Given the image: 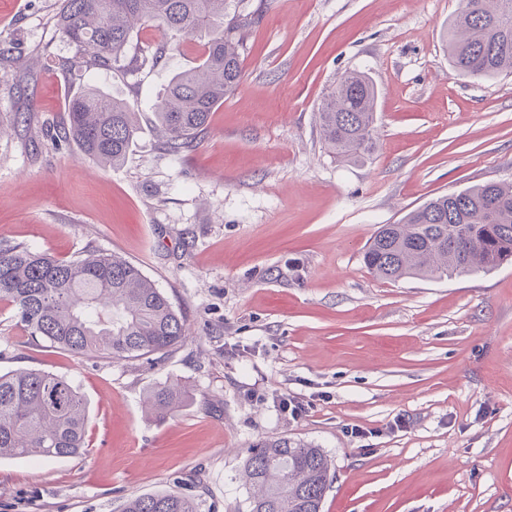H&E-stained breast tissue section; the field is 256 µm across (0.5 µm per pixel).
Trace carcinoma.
<instances>
[{
    "mask_svg": "<svg viewBox=\"0 0 512 512\" xmlns=\"http://www.w3.org/2000/svg\"><path fill=\"white\" fill-rule=\"evenodd\" d=\"M228 0H64L60 30L75 47L66 67L118 65L142 25L167 40L204 38L199 64L175 72L155 104L166 151L195 148L214 109L240 85L239 47L253 14L229 15ZM448 21V62L461 76L512 74V0H460ZM378 89L355 71L341 77L318 112L331 154L359 161L374 148ZM135 105L93 87L74 93L56 138L89 160L122 164L134 143ZM512 260V183L487 182L438 196L383 224L363 253L375 277L487 273ZM0 304L12 309L31 340L77 356L112 360L163 356L185 337L183 316L133 263L89 251L60 260L23 245L0 248ZM183 391L164 382L148 391L153 413L178 407ZM87 401L74 381L37 369L0 373V459L77 457L86 451ZM242 479L250 512H321L331 463L319 448L288 438L249 449ZM121 512H201L176 490L128 499Z\"/></svg>",
    "mask_w": 512,
    "mask_h": 512,
    "instance_id": "cac0c4a2",
    "label": "carcinoma"
}]
</instances>
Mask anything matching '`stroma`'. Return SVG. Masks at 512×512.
Returning a JSON list of instances; mask_svg holds the SVG:
<instances>
[{"label":"stroma","mask_w":512,"mask_h":512,"mask_svg":"<svg viewBox=\"0 0 512 512\" xmlns=\"http://www.w3.org/2000/svg\"><path fill=\"white\" fill-rule=\"evenodd\" d=\"M60 7L0 0V247L120 255L186 337L152 362L76 357L0 306V373L64 375L88 401L84 455L0 460V512H120L166 490L248 512V450L279 437L330 458L322 512H512V263L386 282L362 260L380 225L428 199L512 181V75L449 66L460 0H248L242 83L179 155L156 137L154 105L201 38L139 68L165 41L147 27L127 65L67 68ZM353 70L378 87L375 146L339 162L317 113ZM85 87L138 104L120 166L50 138ZM169 380L185 402L147 413L145 392ZM282 392L307 413L280 414Z\"/></svg>","instance_id":"1"}]
</instances>
